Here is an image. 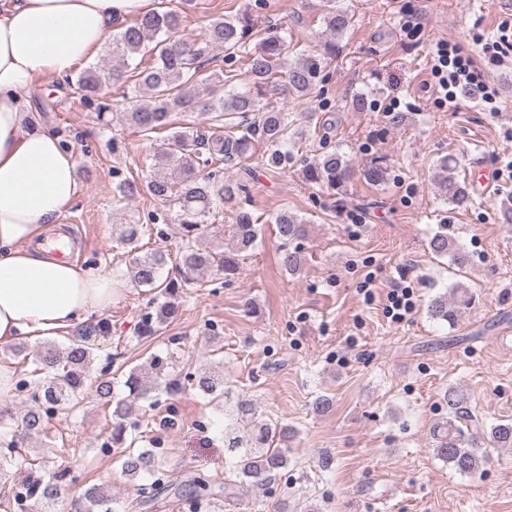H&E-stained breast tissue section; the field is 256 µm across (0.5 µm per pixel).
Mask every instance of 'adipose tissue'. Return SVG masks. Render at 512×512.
I'll return each instance as SVG.
<instances>
[{
	"label": "adipose tissue",
	"mask_w": 512,
	"mask_h": 512,
	"mask_svg": "<svg viewBox=\"0 0 512 512\" xmlns=\"http://www.w3.org/2000/svg\"><path fill=\"white\" fill-rule=\"evenodd\" d=\"M146 0H0V342L69 333L119 288L41 241L78 192L76 159L33 117L37 75L62 77L103 44L113 19Z\"/></svg>",
	"instance_id": "ef3b65f1"
}]
</instances>
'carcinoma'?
Here are the masks:
<instances>
[{"instance_id":"cac0c4a2","label":"carcinoma","mask_w":512,"mask_h":512,"mask_svg":"<svg viewBox=\"0 0 512 512\" xmlns=\"http://www.w3.org/2000/svg\"><path fill=\"white\" fill-rule=\"evenodd\" d=\"M321 15L330 39L325 41L320 56L290 60V44L279 31L270 30L258 50L251 52L249 42L255 36L252 19L244 8L231 18L211 20L197 36L184 34L182 15L175 10H151L132 23L123 24L112 35L109 61L90 66L68 85L80 101L96 106L97 119L105 127L127 126L147 136L167 131L153 154L151 170L142 179H125L119 191L121 199L147 195L155 202L149 213L153 224H177L181 245L172 255L161 249L142 252L139 247L144 234L141 224H120L116 241L127 249V274L132 286L149 298V311L143 313L138 336L155 335L159 327L174 317L178 310L180 291L203 274L220 276L229 283L238 276L242 260L254 249L261 232L251 214L239 209L235 223L229 225L234 247L208 243L206 238H222V229L210 223L224 205L247 193L240 182L224 180L221 166L244 165L252 158L273 169H285L293 162L296 143L306 138L303 123L288 121V113L263 101L270 91L303 97L321 81L326 60L336 58L339 46L336 37L352 24L350 13L336 6L334 0ZM227 52L230 66L219 68L209 76V84L201 91L190 92L189 84L201 70L215 62L213 52ZM148 57L142 67L128 69V61L136 56ZM248 77L242 92L229 88L238 72ZM149 92L143 100L136 93L112 94V87L129 83ZM200 112L212 117L214 131H201L199 126L172 121L175 113ZM458 160L444 156L439 161L442 175L436 182L437 195L458 208L473 202L466 180L454 174ZM305 179L333 192L344 191L351 178L350 160L334 149L322 152L304 165ZM367 184L379 185L390 179L388 168L373 162L362 171ZM279 240V262L288 272L300 271L304 256L301 240L306 235L305 222L296 214L283 210L274 217ZM431 252L447 258L459 268L469 263L468 253L448 237V225H441L429 241ZM472 296L452 289V296L436 297L430 304L432 317L455 322L460 310L470 305ZM108 322L98 320L81 325L68 337L65 351L48 345L37 351L34 368L16 382V391L27 396L26 412L20 420L24 437L32 439L48 434L47 419L60 410L73 411L92 395L103 405L112 407L110 443L116 448L125 476L143 478L139 492L159 491L166 486L161 475L163 464L150 448L133 450L124 447L127 429L139 427L136 401L149 407L160 403L161 395H174L187 387L205 396H225L224 374L209 368L188 373L180 379L168 371L169 358L155 355L149 362L150 373L131 370L124 382L130 397L117 393L118 381L112 375L116 356L103 352L102 341L108 338ZM104 357V366L91 371L92 362ZM448 420L436 425L432 432L435 455L460 474L477 472L483 457L474 448L473 435L463 426L468 411L463 397L451 389L444 396ZM256 409L249 399H236L227 407L226 416L235 422H247L249 428L234 437L224 436L225 447L234 454V473L242 482L256 490H265L277 475L288 468L290 429L271 428L257 420ZM489 442L497 448H512V421L490 428ZM42 467L21 452L16 438L3 434L0 438V481L10 470H33ZM71 470L59 467L46 470L12 494L13 508L24 512L23 506L33 501L41 512H54L62 487L70 481ZM112 499L100 488L85 489L76 512H112Z\"/></svg>"}]
</instances>
